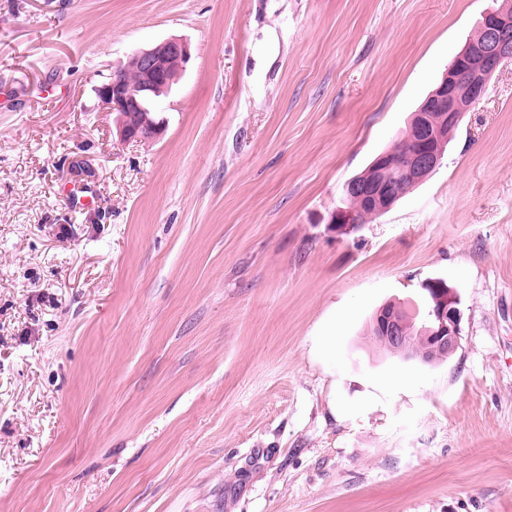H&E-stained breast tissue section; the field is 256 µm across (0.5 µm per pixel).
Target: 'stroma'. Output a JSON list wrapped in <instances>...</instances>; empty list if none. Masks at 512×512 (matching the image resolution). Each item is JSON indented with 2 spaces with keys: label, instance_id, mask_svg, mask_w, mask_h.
I'll return each instance as SVG.
<instances>
[{
  "label": "stroma",
  "instance_id": "stroma-1",
  "mask_svg": "<svg viewBox=\"0 0 512 512\" xmlns=\"http://www.w3.org/2000/svg\"><path fill=\"white\" fill-rule=\"evenodd\" d=\"M493 4L0 0V512H512V60L331 223ZM172 36L166 130L119 143L95 88ZM434 278L458 350L388 355ZM441 280L440 283L429 286V290H425L426 294L423 302L420 305L417 304L413 311H410V307L401 303L392 302L387 303L378 311L376 320L380 330L379 341L383 348L392 349V355L399 356L406 361L425 360L419 347L412 342L409 336H405L404 320L401 312L388 307L399 308L407 312L409 316L405 323V330L412 336H420L419 330L427 317L428 309L434 306L433 298L439 299L436 288H447L448 294L446 295V292L443 294L444 308L439 315H436L437 328H430L429 338L432 339V342H435L433 350L447 358L457 349L461 331V310L458 307L460 300L455 290L448 287L443 279Z\"/></svg>",
  "mask_w": 512,
  "mask_h": 512
}]
</instances>
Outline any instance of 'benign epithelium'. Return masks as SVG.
Masks as SVG:
<instances>
[{
	"mask_svg": "<svg viewBox=\"0 0 512 512\" xmlns=\"http://www.w3.org/2000/svg\"><path fill=\"white\" fill-rule=\"evenodd\" d=\"M484 39L467 41L456 54L453 67L448 69L440 85L431 93L433 107L443 113V125L430 127L424 114H419L416 126L417 149L405 162L394 160L393 152L378 155L370 164L376 170L383 166L392 168V179L407 180L413 184L427 178L426 171L441 163L443 147L448 140V128L460 122L467 108L480 101L486 94L490 78L499 65L512 59V4L504 3L498 9H489L483 14ZM191 59V45L179 37H170L148 49L134 52L127 60V67L138 74L137 82L127 83L120 72L115 71L96 87L101 107L116 114L117 133L125 143L156 140L165 129V120H160L148 134L132 122L133 113L146 109L154 103V96L166 89L184 71ZM344 190L371 196L380 203V208L391 207L394 200L392 186L378 183L365 174L346 183ZM444 308L436 316L438 325L430 329L433 350L446 358L459 345L461 310L459 297L454 289L442 298ZM381 346L392 350V354L403 360H421L419 347L405 335L404 320L400 311L386 306L377 315Z\"/></svg>",
	"mask_w": 512,
	"mask_h": 512,
	"instance_id": "obj_1",
	"label": "benign epithelium"
}]
</instances>
